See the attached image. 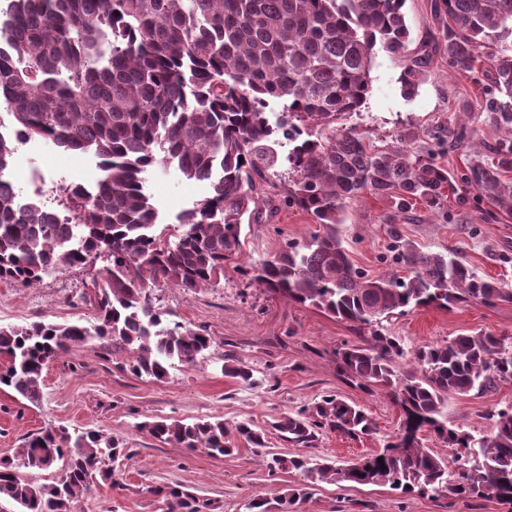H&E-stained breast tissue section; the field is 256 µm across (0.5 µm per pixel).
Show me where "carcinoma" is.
<instances>
[{
	"instance_id": "carcinoma-1",
	"label": "carcinoma",
	"mask_w": 512,
	"mask_h": 512,
	"mask_svg": "<svg viewBox=\"0 0 512 512\" xmlns=\"http://www.w3.org/2000/svg\"><path fill=\"white\" fill-rule=\"evenodd\" d=\"M403 0H8L0 9V104L14 128L0 133V279L33 286L76 266H104L88 290L95 322H32L0 326V385L36 402L43 370L89 341L133 354L131 370L163 380L176 364L195 366L213 338L178 322L150 290L171 284L188 291L224 277L241 251L243 219L262 222L257 183L279 177L276 146L288 142L284 204L319 224L305 242L251 265V280L301 304L354 324L360 342L336 351L351 382L388 392L405 417L403 433L376 454L339 467L303 456L274 455L273 472L300 470L310 483L277 501L306 500L310 484L381 485L404 494L494 498L512 507V408L490 414L475 436L448 426V397L482 394L512 382V344L492 334L459 335L414 350L383 321L420 307L449 310L461 303L512 302V288L478 276L467 264L425 252L393 235L397 270L370 275L353 264L338 226L346 208L369 193L406 210L421 204L446 212L448 193L474 191L499 213L512 215V138L482 146L467 128L443 124L437 145L473 151L461 175L448 172L426 145L378 146L342 119L358 111L371 87L376 51L405 52L410 31ZM448 70L481 86L484 110L512 129V0H431ZM428 49L407 59L401 77L411 97L430 71ZM281 101L287 116L270 122ZM40 138L66 151L91 153L103 172L95 185H68L61 205L74 218L15 191L7 173L18 145ZM210 182L212 193L179 218L174 233H156L158 208L141 174L151 166ZM405 274H399V270ZM412 357L408 370L395 361ZM224 374L250 384L253 370L232 357ZM155 439L213 456H231L230 433L254 448L267 433L245 423L155 421ZM328 428L353 436L374 433L359 407L327 395L274 424L294 446L309 448ZM428 430L457 450L456 470L422 447ZM130 454L95 430L45 429L0 461V500L22 512H74L99 481H110ZM64 462L58 480L38 484L21 469L47 471ZM167 512H206L210 503L168 488Z\"/></svg>"
}]
</instances>
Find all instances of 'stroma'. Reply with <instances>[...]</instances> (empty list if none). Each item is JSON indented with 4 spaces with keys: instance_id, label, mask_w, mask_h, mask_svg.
<instances>
[{
    "instance_id": "obj_1",
    "label": "stroma",
    "mask_w": 512,
    "mask_h": 512,
    "mask_svg": "<svg viewBox=\"0 0 512 512\" xmlns=\"http://www.w3.org/2000/svg\"><path fill=\"white\" fill-rule=\"evenodd\" d=\"M402 12L410 29L404 51H377L371 89L346 124L379 145L397 143L400 134L423 133L448 119H459L486 142L506 137L481 109V91L466 76L448 71L443 48L434 50V65L413 98L400 83L406 56L420 51L436 33L430 0H404ZM95 156L66 151L31 140L19 146L8 177L23 198L58 207L60 188L92 185L99 177ZM144 189L156 203L160 221L175 225L183 212L206 196L210 185L188 180L171 168L153 166L143 173ZM276 188L260 186L257 202L265 220L243 224L242 248L226 264L224 277L211 288L187 292L162 285L152 292L171 321L207 330L214 343L194 367L179 366L161 381L138 376L128 353L94 341L71 349L45 370L41 397L29 402L10 388L0 389V459L15 455L27 437L65 426L92 429L122 441L131 452L113 483L93 486L82 512H167L157 487L181 486L209 501L211 512H245L256 496L273 498L304 483L296 471L269 472L268 453L298 454L274 430L282 416L311 407L335 394L360 406L375 423L370 435L351 437L323 430L309 457L347 465L374 453L400 434V408L382 391H367L338 371L336 351L358 342L351 323L319 309L274 294L251 281L250 263L269 258L286 243L303 241L319 226L306 212L278 201ZM488 203L473 194L449 195L448 216L429 217L422 206L399 210L393 199L364 195L346 211L340 233L354 264L369 274L389 270L392 233L423 250L451 254L483 277L512 285V216H489ZM86 269L73 267L24 287L0 281V325L32 321L92 323L94 309L84 298ZM390 335L414 349L458 335L491 332L512 342V303L487 307L459 304L443 310L425 307L390 317ZM248 364L257 380L245 386L225 376L228 357ZM512 407V383L481 395L452 396L444 415L450 426L488 433L491 410ZM167 419L245 422L265 429L267 445L254 448L238 442L228 457H213L161 442L145 429L148 421ZM298 512H507L495 499L404 494L387 486L320 482Z\"/></svg>"
}]
</instances>
